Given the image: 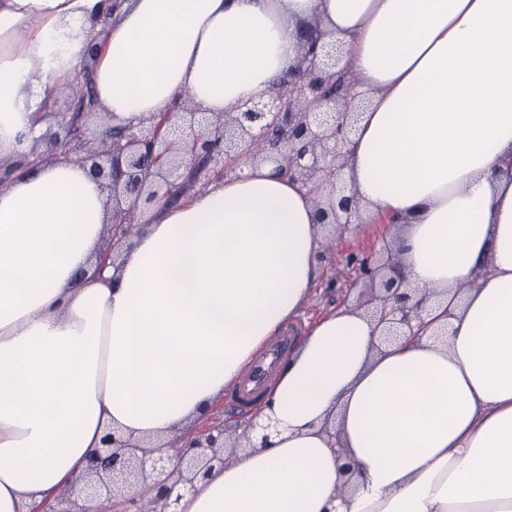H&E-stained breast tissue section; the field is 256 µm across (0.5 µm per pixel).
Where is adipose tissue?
I'll list each match as a JSON object with an SVG mask.
<instances>
[{
  "mask_svg": "<svg viewBox=\"0 0 512 512\" xmlns=\"http://www.w3.org/2000/svg\"><path fill=\"white\" fill-rule=\"evenodd\" d=\"M307 22L370 96L344 174L411 285L450 292L448 339L319 317L256 405L272 447L183 512H326L347 479L338 512H512V0H0V157L35 155L82 61L113 125L186 92L234 112L297 65ZM109 220L61 159L0 186V512L58 497L109 429L192 434L318 278L313 195L269 165L157 203L114 264Z\"/></svg>",
  "mask_w": 512,
  "mask_h": 512,
  "instance_id": "obj_1",
  "label": "adipose tissue"
}]
</instances>
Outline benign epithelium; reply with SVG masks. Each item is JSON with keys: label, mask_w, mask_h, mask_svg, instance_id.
I'll return each mask as SVG.
<instances>
[{"label": "benign epithelium", "mask_w": 512, "mask_h": 512, "mask_svg": "<svg viewBox=\"0 0 512 512\" xmlns=\"http://www.w3.org/2000/svg\"><path fill=\"white\" fill-rule=\"evenodd\" d=\"M298 39V65L274 96L216 115L183 100L165 116L164 133L152 123L112 128L99 141H77L96 110L89 73L83 72L81 90L65 109L50 113L54 128L42 138L41 157L64 155L107 192L112 224L104 256L140 235V217L156 202L187 194L207 184L210 172H231L240 161L272 165L312 192L329 187L315 203L320 224L335 233L363 223L359 198L337 187L347 166L345 145L364 105L356 91L358 78L341 43L323 30L306 27ZM344 271L349 287L363 283L352 309L374 322L383 342L421 336L433 326L426 291L410 287L400 255L389 250L383 261L355 255ZM275 433L270 417L240 435L216 420L185 444L157 445L109 431L75 476L71 496L54 512H92L89 503L101 496L112 501V512H181L182 500L198 482L232 464L242 451L272 447Z\"/></svg>", "instance_id": "1"}]
</instances>
